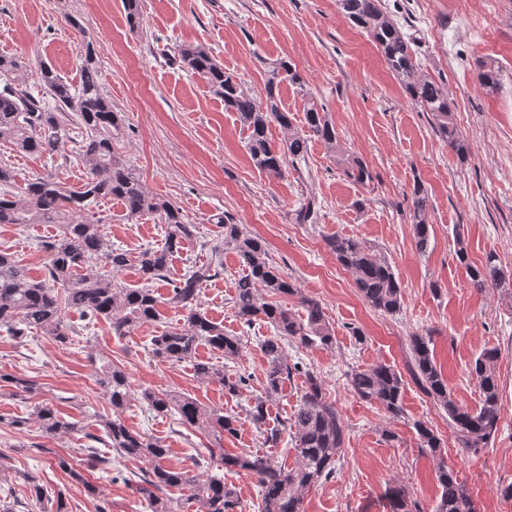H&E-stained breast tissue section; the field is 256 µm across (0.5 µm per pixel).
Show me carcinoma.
I'll list each match as a JSON object with an SVG mask.
<instances>
[{
	"instance_id": "obj_1",
	"label": "carcinoma",
	"mask_w": 512,
	"mask_h": 512,
	"mask_svg": "<svg viewBox=\"0 0 512 512\" xmlns=\"http://www.w3.org/2000/svg\"><path fill=\"white\" fill-rule=\"evenodd\" d=\"M342 14L365 30L383 55L388 67L399 78L406 97L423 112L432 115L437 136L462 160L471 152L468 140L453 122L454 102L436 81L418 73L409 35L401 31L383 11L382 0H337ZM174 63L201 76L211 92L224 101V110L237 114L249 131L246 144L254 168L268 177L280 178L286 161L298 163L307 154V139L293 124L285 109L280 86L286 82L305 97L306 81L291 60H262L264 94L256 96L244 89L235 76L224 71L214 56L200 45H184ZM80 82L75 86L47 63L41 64L40 81L46 96L54 103L46 106L43 98L26 87L25 66L11 55L0 54V144L19 153L54 156L62 132L71 127V139L77 144L76 159L87 171V179L78 190L65 186L50 175L28 181L20 193L14 192V170L0 164V224H55L58 231L40 247L48 254L44 276H31L13 254L0 251V330L16 339L34 332L66 344L72 329L64 322V311L75 310L87 320L108 322L116 336H128L141 325L161 319L160 301L147 287L129 288L116 282L115 276L129 266L135 267L147 283L165 279L170 286L167 304L187 311L184 322L164 328L151 339L152 354L172 364L190 362L194 376L207 385L215 384L230 395L248 386L249 377L233 379L224 366L196 359L205 345L236 359L243 349L239 336L224 333V325L198 309L200 285L224 271V251L236 254L244 273L235 283L233 307L243 324L257 320L270 324L274 335L261 343L265 358L263 394L253 397L250 414L261 424L267 416V404L282 393L291 377L304 378L302 394L291 422L282 421L266 430L265 442L277 445L283 433L292 431L296 462L293 467L268 455L254 452L226 454L221 441L235 433L236 419L224 409L208 407L172 392L142 388L139 402L157 416L177 415L181 424L197 428L213 438L209 460L221 461L226 469H235L256 479L260 488V512H302L310 487L329 479L336 472V456L344 447L347 429L336 407L327 397L321 379L302 363L288 362L285 343L295 340L303 346L330 347L335 330L325 319L321 304L302 295L296 281L269 261L264 239L248 232L241 224H228L224 215L212 221L224 228V238L211 249L210 260L194 265L177 278L170 277L174 254L194 237L195 225L187 224L176 205L154 194L137 170L126 163L114 146L122 132L124 119L112 110L101 90L99 70L91 46L85 47L80 66ZM480 83L494 93L500 87L499 69L491 61L479 62ZM277 124L285 133L279 146L272 144L269 125ZM308 133L320 139L331 152L337 150L336 129L323 109L311 104L306 110ZM344 174L366 185L373 179L368 166L358 157L338 160ZM116 200L126 220L156 215L165 226L164 243L146 248L133 256L107 244L102 233L104 220L90 209L97 200ZM429 198L423 185L415 182L411 192L410 218L416 247L425 252L430 244ZM337 262L354 277L362 299L373 309L393 315L401 308V283L387 260L365 240L345 235L325 238ZM456 254L466 264L471 284L479 291L494 288L512 297V277L497 264L490 253L479 266L468 263L465 239L456 236ZM273 296L298 297L303 313L270 301ZM413 378L424 392L448 414V425L455 443L464 452L488 446L497 431L501 415L497 364L500 350L484 349L474 360L480 402L470 408L456 400L437 366L431 339L415 335L409 339ZM98 383L118 411L132 394L125 372L110 362L98 369ZM15 389V394L31 393L36 381L26 377L0 375ZM401 375L391 365L380 363L355 370L349 376L351 392L360 400L381 405L394 417L403 412ZM41 433L48 438L84 432L91 441L81 449L86 467L94 470L111 466L98 456L94 442L99 437L69 421L47 403L36 408ZM109 447L119 455L149 464L138 476L136 492L145 502L146 512H179L178 504L167 496L170 488H188L198 503V512H238L239 496L224 479L211 475L201 481L189 472L165 464L168 448L164 441L130 429L120 415L98 419ZM419 447L432 454L441 451L442 439L426 423L414 424ZM440 499L435 512H478L472 494L459 480L454 469L439 462L436 472Z\"/></svg>"
}]
</instances>
